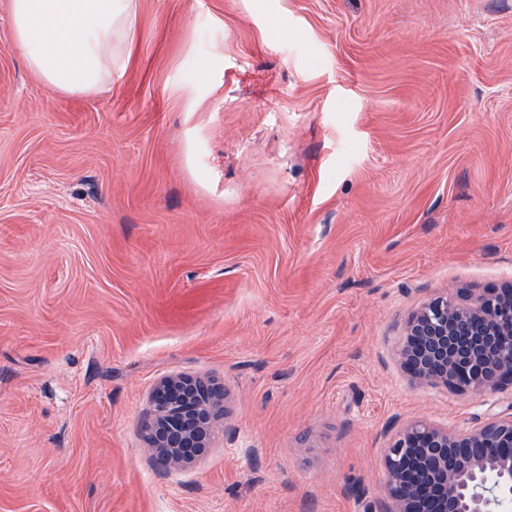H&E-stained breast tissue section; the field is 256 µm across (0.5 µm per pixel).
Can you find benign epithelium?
I'll use <instances>...</instances> for the list:
<instances>
[{"label": "benign epithelium", "instance_id": "7a95c632", "mask_svg": "<svg viewBox=\"0 0 512 512\" xmlns=\"http://www.w3.org/2000/svg\"><path fill=\"white\" fill-rule=\"evenodd\" d=\"M397 359L419 383L490 394L512 387V290L429 299L408 318ZM200 384L170 376L153 392L154 404L170 388L179 396L162 425L146 430L148 451L171 468L207 451L223 415L224 394L201 396ZM383 469L384 500L370 512H512V415L490 408L466 429L414 421L385 449Z\"/></svg>", "mask_w": 512, "mask_h": 512}]
</instances>
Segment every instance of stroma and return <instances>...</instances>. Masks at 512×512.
I'll list each match as a JSON object with an SVG mask.
<instances>
[{
	"instance_id": "obj_1",
	"label": "stroma",
	"mask_w": 512,
	"mask_h": 512,
	"mask_svg": "<svg viewBox=\"0 0 512 512\" xmlns=\"http://www.w3.org/2000/svg\"><path fill=\"white\" fill-rule=\"evenodd\" d=\"M53 91L0 0V512H366L383 451L512 391L411 381L436 295L512 288V0H137ZM225 413L158 467L152 394ZM206 383L189 376H170L163 379L152 395L153 410L157 399L165 395V390L179 396L174 409L167 410L162 425L155 431L146 429L147 450L157 456H163L170 468L185 467L200 456L209 447L217 420L224 412V394L206 393L202 398L197 387Z\"/></svg>"
}]
</instances>
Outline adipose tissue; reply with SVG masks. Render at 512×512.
<instances>
[{
    "mask_svg": "<svg viewBox=\"0 0 512 512\" xmlns=\"http://www.w3.org/2000/svg\"><path fill=\"white\" fill-rule=\"evenodd\" d=\"M15 46L52 90L92 93L112 75L134 0H11Z\"/></svg>",
    "mask_w": 512,
    "mask_h": 512,
    "instance_id": "adipose-tissue-1",
    "label": "adipose tissue"
}]
</instances>
